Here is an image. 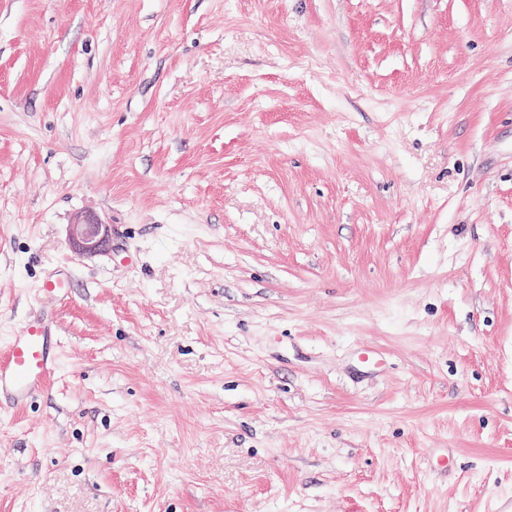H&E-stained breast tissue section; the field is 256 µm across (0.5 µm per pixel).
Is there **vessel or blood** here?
Here are the masks:
<instances>
[{
    "label": "vessel or blood",
    "instance_id": "obj_1",
    "mask_svg": "<svg viewBox=\"0 0 512 512\" xmlns=\"http://www.w3.org/2000/svg\"><path fill=\"white\" fill-rule=\"evenodd\" d=\"M58 361L52 321L42 317L23 324L0 353V402H29L47 386Z\"/></svg>",
    "mask_w": 512,
    "mask_h": 512
}]
</instances>
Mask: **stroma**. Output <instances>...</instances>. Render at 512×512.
Here are the masks:
<instances>
[{
    "mask_svg": "<svg viewBox=\"0 0 512 512\" xmlns=\"http://www.w3.org/2000/svg\"><path fill=\"white\" fill-rule=\"evenodd\" d=\"M46 309L0 512L512 497V0H0V349ZM112 227L102 224L96 218L79 215L69 224V240L76 250L93 255L104 251L110 245Z\"/></svg>",
    "mask_w": 512,
    "mask_h": 512,
    "instance_id": "stroma-1",
    "label": "stroma"
}]
</instances>
